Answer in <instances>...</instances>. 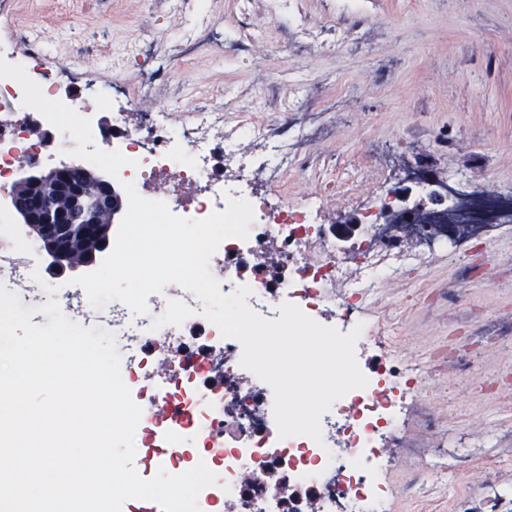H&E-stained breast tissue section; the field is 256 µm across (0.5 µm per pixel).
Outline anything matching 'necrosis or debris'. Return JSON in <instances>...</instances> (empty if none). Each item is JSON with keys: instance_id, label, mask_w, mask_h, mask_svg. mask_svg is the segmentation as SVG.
Segmentation results:
<instances>
[{"instance_id": "4bbe7bcc", "label": "necrosis or debris", "mask_w": 512, "mask_h": 512, "mask_svg": "<svg viewBox=\"0 0 512 512\" xmlns=\"http://www.w3.org/2000/svg\"><path fill=\"white\" fill-rule=\"evenodd\" d=\"M44 42L36 41L27 58L0 64V103L23 109L32 96L42 101L44 134L34 137L23 122L0 119V188L10 186L19 161L45 162L50 151L72 146L79 166L110 162L119 182L143 190L162 176L194 187L191 203L177 198L165 203L175 216L201 220L226 208L228 198H246L255 219L247 239L224 240L210 260L220 271L223 294L249 286L247 304L261 317L276 320L289 302L310 318H318L329 288L342 284L335 299L344 331L362 326L371 336L368 313L388 279L417 273L431 250L448 241L469 242L488 229L512 223V194H489L461 184L455 177L440 181L422 168L405 170L386 191L364 200L353 212L358 224L348 237L317 220L318 199L303 201L263 191L243 194L234 183L255 167L280 180L291 157L289 146L304 144L306 130L286 126L285 142L272 141L264 118L244 112L233 118L197 111L191 123L167 124L162 115H148L137 127L113 113L112 139L98 124L71 122L60 100L51 68L44 63ZM0 212V278L30 280L38 243L12 231ZM281 250L279 266L263 260L268 243ZM163 294H152L140 314V343L133 364L121 367L124 384L135 392L142 415L136 438L150 439L158 426L156 403L178 409L199 434L197 446L224 451V503L231 512H308L309 500L324 512H387L395 488L380 465L381 441L411 449L417 442L401 422V404L410 391L424 392L430 376L409 374L398 365L378 366L365 388L335 401L320 421L322 439L280 438L273 416V395L258 377H244L242 347L221 337L192 300V316L181 325L153 328L164 312ZM191 364L184 378L147 391L140 370L158 356Z\"/></svg>"}]
</instances>
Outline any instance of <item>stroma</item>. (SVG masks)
Instances as JSON below:
<instances>
[{
	"instance_id": "1",
	"label": "stroma",
	"mask_w": 512,
	"mask_h": 512,
	"mask_svg": "<svg viewBox=\"0 0 512 512\" xmlns=\"http://www.w3.org/2000/svg\"><path fill=\"white\" fill-rule=\"evenodd\" d=\"M276 3L206 0L208 33L185 46L178 38L196 19L170 0H0L47 35L49 63L76 105L87 102V83L103 87L161 65L166 77L128 107L129 123L148 112L180 122L204 107L258 112L274 130L327 127L279 186L293 199L322 196L320 223L335 224L362 196L383 191L398 166L450 172L493 193L512 184V0H362L382 25L372 37L349 32L341 52V0H301L304 34ZM312 31L325 41L315 53L306 48ZM228 34L240 50L225 49ZM273 81L291 112L271 111ZM313 85L322 91L316 112L307 109ZM383 296L386 306L372 312L375 338L360 356L432 367L425 398L436 432L420 439L439 438L454 470L438 487L413 484L402 450L389 448L392 479L404 489L390 512H512V439L485 437L512 431V386L490 398L474 389L480 375L512 369V230L475 249L439 247Z\"/></svg>"
}]
</instances>
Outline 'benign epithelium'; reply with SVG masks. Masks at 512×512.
<instances>
[{
  "label": "benign epithelium",
  "instance_id": "1",
  "mask_svg": "<svg viewBox=\"0 0 512 512\" xmlns=\"http://www.w3.org/2000/svg\"><path fill=\"white\" fill-rule=\"evenodd\" d=\"M127 203L112 175L71 163L23 165L11 188L0 192V205L37 237L41 257L58 272L95 264L110 247L112 224Z\"/></svg>",
  "mask_w": 512,
  "mask_h": 512
}]
</instances>
